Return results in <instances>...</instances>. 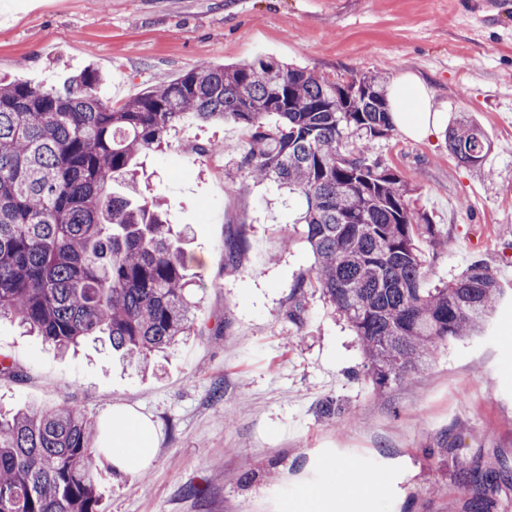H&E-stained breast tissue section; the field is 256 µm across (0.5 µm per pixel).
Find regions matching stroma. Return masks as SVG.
<instances>
[{"label":"stroma","instance_id":"stroma-1","mask_svg":"<svg viewBox=\"0 0 512 512\" xmlns=\"http://www.w3.org/2000/svg\"><path fill=\"white\" fill-rule=\"evenodd\" d=\"M269 57L332 81L411 74L431 89L436 133L397 129L373 148L445 235L425 249V285L479 261L512 288V0H0L1 77L58 87L92 66L114 107L203 63ZM462 119L492 144L482 171L448 150ZM246 139L230 121L188 123L140 160L143 195L187 232L198 335L135 369L98 344L58 356L1 319L0 353L21 379L0 387V407L65 403L104 420L128 406L153 422L146 468L103 465L102 512H297L305 477L335 487L333 512H469L476 500L512 512V491L460 477L512 467V297L484 336L441 344L413 383L375 389L350 329L320 292L295 288L314 263L295 222L304 198L268 183L240 192Z\"/></svg>","mask_w":512,"mask_h":512}]
</instances>
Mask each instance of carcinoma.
<instances>
[{"label":"carcinoma","mask_w":512,"mask_h":512,"mask_svg":"<svg viewBox=\"0 0 512 512\" xmlns=\"http://www.w3.org/2000/svg\"><path fill=\"white\" fill-rule=\"evenodd\" d=\"M359 98L303 67L259 58L202 64L114 109L87 68L62 88L0 80V316L61 352L86 340L129 364L195 335L181 233L160 198L137 195V158L187 119L248 133L240 189L299 191L314 257L296 289L316 288L355 333L379 389L427 369L439 345L480 335L506 289L475 262L423 287L431 216L402 176L373 156L393 131L385 78L354 79ZM448 150L480 168L490 142L465 120ZM98 425L74 406L0 414V512H101ZM463 484L512 486V471L462 472Z\"/></svg>","instance_id":"carcinoma-1"}]
</instances>
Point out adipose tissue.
<instances>
[{
    "label": "adipose tissue",
    "instance_id": "adipose-tissue-1",
    "mask_svg": "<svg viewBox=\"0 0 512 512\" xmlns=\"http://www.w3.org/2000/svg\"><path fill=\"white\" fill-rule=\"evenodd\" d=\"M395 125L409 136L423 139L438 127V115L432 112L426 87L414 76L400 78L388 98ZM111 430L104 439L100 455L117 471L125 472L151 462L156 443V429L143 415L128 407L113 408Z\"/></svg>",
    "mask_w": 512,
    "mask_h": 512
}]
</instances>
